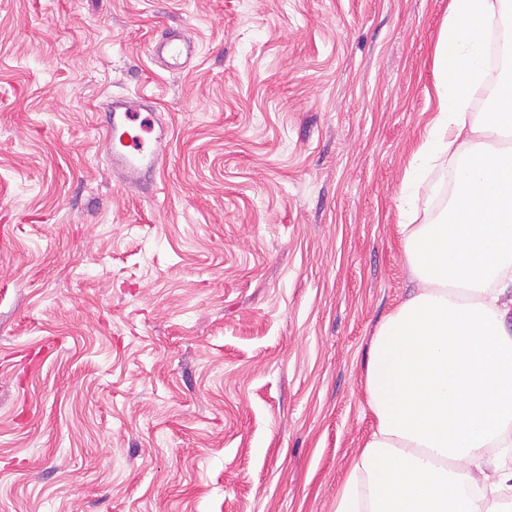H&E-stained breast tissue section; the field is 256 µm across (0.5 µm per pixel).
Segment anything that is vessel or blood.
<instances>
[{"label": "vessel or blood", "mask_w": 512, "mask_h": 512, "mask_svg": "<svg viewBox=\"0 0 512 512\" xmlns=\"http://www.w3.org/2000/svg\"><path fill=\"white\" fill-rule=\"evenodd\" d=\"M196 48L194 33L189 28L178 27L162 34L152 45L151 53L168 71L185 72L190 68ZM103 109L107 119L99 131V143L106 150L113 174L127 189L153 192L168 155L167 130H160L148 146L119 136L139 112H154L152 100L141 95H111L104 100Z\"/></svg>", "instance_id": "vessel-or-blood-1"}]
</instances>
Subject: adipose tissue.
Wrapping results in <instances>:
<instances>
[{"instance_id": "ef3b65f1", "label": "adipose tissue", "mask_w": 512, "mask_h": 512, "mask_svg": "<svg viewBox=\"0 0 512 512\" xmlns=\"http://www.w3.org/2000/svg\"><path fill=\"white\" fill-rule=\"evenodd\" d=\"M512 0H449L436 49L438 105L407 169L402 254L417 287L384 318L365 357L371 430L333 512H512V75L482 122L484 31ZM450 167L445 216L411 223L414 189ZM447 488L444 496L430 485ZM508 72L509 71L507 70L499 73H492L486 64L485 82L472 96L468 108V112H470V116L475 122H480L483 119L484 113L489 112L488 109L491 101V87L493 82L496 78L507 75Z\"/></svg>"}]
</instances>
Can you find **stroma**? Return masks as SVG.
Returning a JSON list of instances; mask_svg holds the SVG:
<instances>
[{"instance_id": "1", "label": "stroma", "mask_w": 512, "mask_h": 512, "mask_svg": "<svg viewBox=\"0 0 512 512\" xmlns=\"http://www.w3.org/2000/svg\"><path fill=\"white\" fill-rule=\"evenodd\" d=\"M448 0H0V512H332ZM197 40L186 74L150 44ZM154 100L158 190L98 146ZM447 167L416 190L426 224ZM153 101L146 96H108L102 103L104 112H107L106 123L99 131V146L106 149L112 173L128 190H138L142 193H151L157 189V177L160 174L164 161L168 155V130H164V123L158 118ZM150 112L153 126L156 122L159 134L152 144L145 148L134 140L125 138L126 131L120 137V146L115 144L116 135L128 128L129 122L139 116V112Z\"/></svg>"}]
</instances>
